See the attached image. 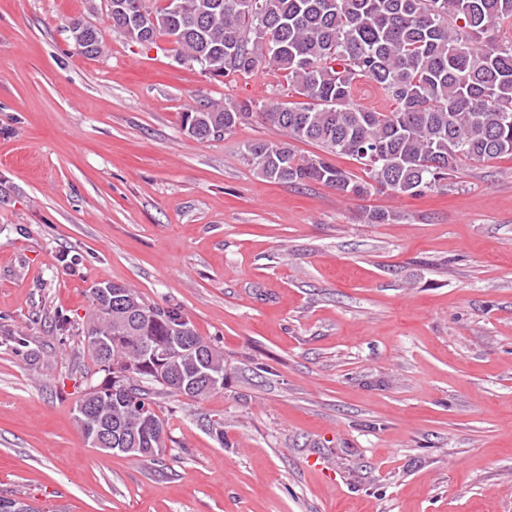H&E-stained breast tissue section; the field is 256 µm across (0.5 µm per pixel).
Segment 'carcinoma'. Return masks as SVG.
I'll return each mask as SVG.
<instances>
[{
  "instance_id": "1",
  "label": "carcinoma",
  "mask_w": 512,
  "mask_h": 512,
  "mask_svg": "<svg viewBox=\"0 0 512 512\" xmlns=\"http://www.w3.org/2000/svg\"><path fill=\"white\" fill-rule=\"evenodd\" d=\"M108 0L112 30L136 43L164 35L179 59L206 68L213 78L269 68L281 71L305 101L260 112L243 101L206 102L181 113L183 131L196 140H220L256 117L290 139L322 153L300 156L286 141L257 139L242 157L257 177L288 184L320 183L340 195L361 197L372 184L420 195L448 189L467 159L512 157V41L483 45L487 32L512 24V0ZM74 40L86 56L104 51L98 29L76 22ZM360 79L377 84L395 108L376 112L353 103ZM355 160L364 180L328 156ZM84 344L99 370L75 408L90 406L95 419L137 438L134 456L161 455L166 423L147 385L195 399L213 389L199 385L201 369L225 378L224 355L198 336L177 308L146 303L125 285H94ZM180 346L159 379L145 347ZM136 366L130 393H114L97 343Z\"/></svg>"
}]
</instances>
